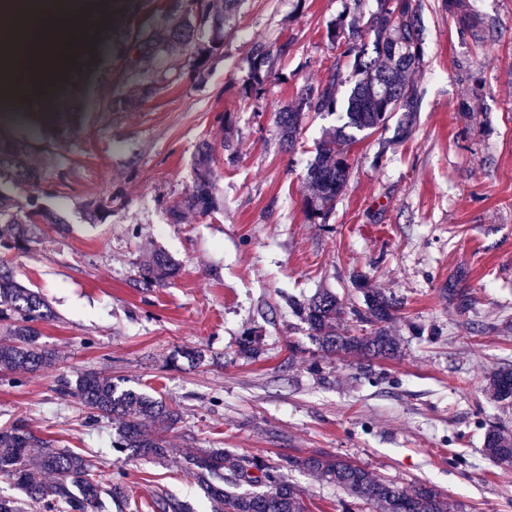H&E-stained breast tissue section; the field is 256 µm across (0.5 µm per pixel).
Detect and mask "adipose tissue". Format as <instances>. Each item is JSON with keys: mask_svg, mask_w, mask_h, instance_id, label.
<instances>
[{"mask_svg": "<svg viewBox=\"0 0 512 512\" xmlns=\"http://www.w3.org/2000/svg\"><path fill=\"white\" fill-rule=\"evenodd\" d=\"M10 42L0 45V93L22 99L59 70L61 50H74L89 20L99 18V0H83L61 12L53 0H28Z\"/></svg>", "mask_w": 512, "mask_h": 512, "instance_id": "ef3b65f1", "label": "adipose tissue"}]
</instances>
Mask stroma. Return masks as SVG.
Listing matches in <instances>:
<instances>
[{"label": "stroma", "instance_id": "35a3bbf8", "mask_svg": "<svg viewBox=\"0 0 512 512\" xmlns=\"http://www.w3.org/2000/svg\"><path fill=\"white\" fill-rule=\"evenodd\" d=\"M425 63L411 80L420 107L407 139L376 133L350 151L351 174L327 223H313L306 170L331 117L308 114L294 152L282 151L275 112L331 68L354 70L327 37L339 16L375 0H242L224 47L201 73L186 50L165 79L121 112H84L68 140L40 139L32 154L42 190L64 224H46L31 251L0 250L17 280L39 291L53 317L39 343L58 358L42 375L0 371V427L25 419L40 437L86 454L98 471L124 472L138 512L160 491L210 512L186 472V453L227 448L270 460L315 452L345 457L404 487L426 483L449 512H512V466L485 458L490 425L512 433V409L485 389L512 366V0H466L481 36H460L438 0H423ZM290 42L260 97L243 93L251 43ZM209 142L221 208L207 217L169 209L191 188L197 147ZM117 197L104 222L82 204ZM179 272L144 288L136 267L151 250ZM401 304L403 355L373 361L321 357L284 300L318 289L358 305L355 276ZM464 291L460 312L446 290ZM255 330L260 355L238 353ZM201 349L188 364L179 353ZM321 359L324 375L308 365ZM94 371L179 405L167 432L175 461L125 460L111 422H85L58 389ZM312 512H341V491L289 475Z\"/></svg>", "mask_w": 512, "mask_h": 512}]
</instances>
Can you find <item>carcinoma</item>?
Segmentation results:
<instances>
[{"label":"carcinoma","mask_w":512,"mask_h":512,"mask_svg":"<svg viewBox=\"0 0 512 512\" xmlns=\"http://www.w3.org/2000/svg\"><path fill=\"white\" fill-rule=\"evenodd\" d=\"M241 0H224V14L212 12L207 0H183L184 8L163 33L154 30L128 32L119 39L124 54L137 53L152 61L170 43L183 45L196 68L206 65L224 44V23L234 15ZM441 7L455 18L461 36L478 35V18L464 0H441ZM209 26L210 37L201 41L199 30ZM421 0H376V9L368 13L365 31L371 44H359L357 19L340 18L327 29L329 40L344 41L346 54L355 55L359 76L348 98L341 124L328 133L318 156L307 168L312 196L307 199L311 220L326 223L348 178V153L352 146L384 130L392 115L402 112L410 117L418 111L420 93L409 78L423 62L420 38ZM288 41L276 44L255 42L248 50L250 74L248 92L259 95L272 77L274 57L290 51ZM345 82L335 68L317 84H306L297 92L294 103L274 113L286 148L294 147L304 113L336 114L338 87ZM64 85L66 101L58 107L64 114L96 108L110 112L129 104L122 92L111 93L106 101H86L71 81L56 82L49 90ZM28 145L17 140H0V249L27 251L37 243L39 225L63 224L65 219L43 203L40 185L44 173L28 161ZM213 148L200 144L191 189L169 209L179 221L183 211L208 216L218 208L217 187L212 168ZM25 186L30 195L20 204L13 188ZM114 197L96 196L85 205L86 219L101 223L112 212ZM178 273V266L163 252H155L137 267V282L149 288L165 283ZM363 305L345 308L336 294L322 291L304 301L288 300V307L308 326L310 336L329 353L343 352L363 362L396 359L399 343L391 324L399 308L392 296L381 288L362 289ZM370 327L366 336L341 333L345 316ZM51 316L49 306L37 291L21 283L14 272L0 264V321L10 322L9 334L0 339V368L19 373L39 374L53 369L56 357L38 343L37 324ZM489 390L497 401L512 405V368L500 370L489 378ZM66 390H75L88 409L87 419L97 424L104 419L115 425L112 449L129 458L150 457L165 460L173 454L162 431L180 420V412L161 397H153L131 388H122L96 372H84L75 382L65 381ZM484 456L500 464L512 465V434L499 429L486 433ZM194 479L211 500L213 512H309L305 495L286 479L288 471L315 476L342 491L350 503L370 505L378 512H448V498L426 483L409 489L377 479L365 468L340 456L323 454L289 455L278 461L262 457L245 458L226 448L201 449L186 456ZM38 469L53 476L49 484L33 479ZM0 474L14 481L27 494L31 506L52 512H104L112 505L130 506L129 495L119 478L94 470L90 459L52 441L36 436L22 419L0 430ZM252 491H240L243 485ZM154 512H193L191 503L159 493L152 501Z\"/></svg>","instance_id":"obj_1"}]
</instances>
